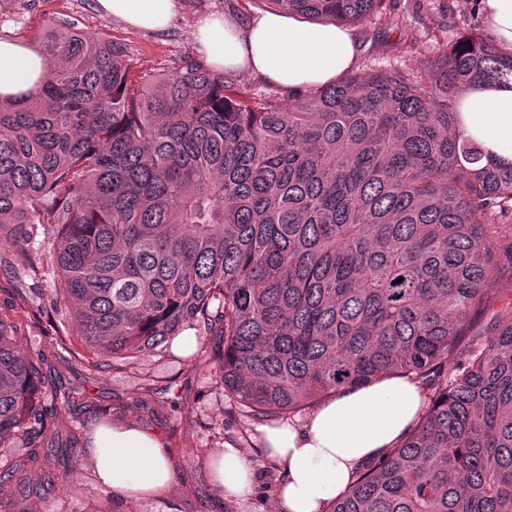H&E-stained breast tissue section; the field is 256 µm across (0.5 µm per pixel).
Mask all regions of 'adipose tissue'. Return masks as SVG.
<instances>
[{"label":"adipose tissue","mask_w":512,"mask_h":512,"mask_svg":"<svg viewBox=\"0 0 512 512\" xmlns=\"http://www.w3.org/2000/svg\"><path fill=\"white\" fill-rule=\"evenodd\" d=\"M99 4L107 15L146 29L169 26L176 10L175 0ZM197 40L216 69L255 73L292 92L342 80L358 55L351 29L283 13H268L246 25L209 16L198 24ZM46 70L45 59L22 43L0 40V95L36 88ZM456 126L487 158L511 163L512 88L483 85L463 94ZM423 402L418 384L392 377L344 388L306 419L260 426L261 453L282 471L277 512H325L363 465L409 432ZM87 450L97 480L115 500L153 498L173 479L164 440L136 424L96 426ZM209 475L217 497L242 502L251 499L259 481L256 463L231 442L213 454Z\"/></svg>","instance_id":"1"}]
</instances>
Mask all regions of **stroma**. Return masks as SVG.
I'll return each instance as SVG.
<instances>
[{
    "label": "stroma",
    "mask_w": 512,
    "mask_h": 512,
    "mask_svg": "<svg viewBox=\"0 0 512 512\" xmlns=\"http://www.w3.org/2000/svg\"><path fill=\"white\" fill-rule=\"evenodd\" d=\"M262 12L260 0H176L173 23L146 30L108 16L97 0H23L14 18L0 20V38L27 43L50 24H67L122 43L136 73L160 77L189 60L203 59L196 39L201 18L214 15L247 24ZM353 30L359 42L358 73L418 64L464 35L492 37L478 0H386L381 17L355 24ZM51 288L47 279L22 286L0 274V306L22 308L21 349H56L69 362L57 382L60 390L87 395L89 407L65 415V422L85 435L105 408L113 421L156 432L171 450L174 478L157 497L118 503L95 481L91 461L79 448L72 457L73 479H56L53 488L39 495L17 498L8 512H243L239 504L213 493L207 461L228 441L256 455L259 439L253 421L225 397L217 369L194 368L185 355L168 349L99 371L78 337L64 335L66 321L38 318V311L53 302Z\"/></svg>",
    "instance_id": "35a3bbf8"
}]
</instances>
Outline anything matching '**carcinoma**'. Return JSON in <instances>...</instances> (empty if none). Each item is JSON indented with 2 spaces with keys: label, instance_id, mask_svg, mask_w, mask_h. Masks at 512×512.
Here are the masks:
<instances>
[{
  "label": "carcinoma",
  "instance_id": "obj_1",
  "mask_svg": "<svg viewBox=\"0 0 512 512\" xmlns=\"http://www.w3.org/2000/svg\"><path fill=\"white\" fill-rule=\"evenodd\" d=\"M351 25L385 0H261ZM50 67L0 96V272L52 273V313L84 349L135 358L197 346L259 423L346 387L405 377L430 390L413 428L326 512H512V164L456 128L459 96L512 82V54L472 37L404 70L371 69L276 97L191 62L154 80L125 46L63 25L32 40ZM0 308V447L70 478L50 352L22 350ZM0 473V500L30 488ZM486 288H488V293L492 300L495 302L499 301L498 306L495 308L497 310L505 303L502 297L512 299V270L506 265L499 274L492 277Z\"/></svg>",
  "mask_w": 512,
  "mask_h": 512
}]
</instances>
